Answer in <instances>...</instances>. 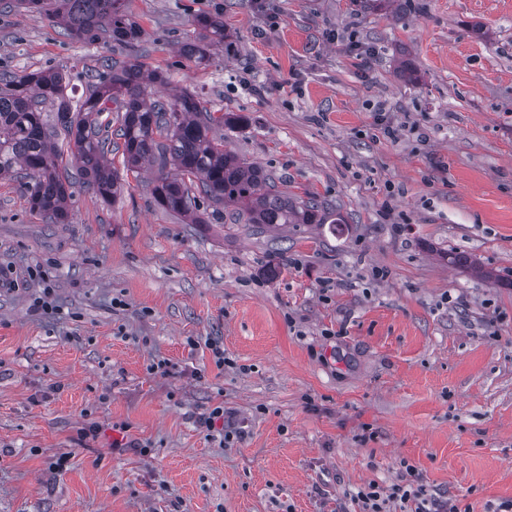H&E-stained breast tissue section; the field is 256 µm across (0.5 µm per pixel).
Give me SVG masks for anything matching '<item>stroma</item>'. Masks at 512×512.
<instances>
[{
  "label": "stroma",
  "mask_w": 512,
  "mask_h": 512,
  "mask_svg": "<svg viewBox=\"0 0 512 512\" xmlns=\"http://www.w3.org/2000/svg\"><path fill=\"white\" fill-rule=\"evenodd\" d=\"M275 4L127 0L130 47L0 0V72L61 67L78 98L140 62L327 205L263 229L203 198L193 224L144 167L112 203L75 182L53 224L0 178V512H359L409 467L459 512L512 503V0ZM202 17L226 39L199 65Z\"/></svg>",
  "instance_id": "stroma-1"
}]
</instances>
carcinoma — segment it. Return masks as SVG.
<instances>
[{
    "label": "carcinoma",
    "instance_id": "obj_1",
    "mask_svg": "<svg viewBox=\"0 0 512 512\" xmlns=\"http://www.w3.org/2000/svg\"><path fill=\"white\" fill-rule=\"evenodd\" d=\"M17 5L34 18L59 25L71 39L128 46L141 39L125 0H17ZM197 25L198 41L186 54L205 64L209 47L225 39L224 24L200 18ZM162 82V74L147 73L139 63L112 65L75 101L60 69L0 73V175L16 174L31 208L53 224L68 221L75 175L103 201H115L119 176L105 159L112 139L99 117L109 111L108 104L117 103L124 165L133 170L146 161L155 163L152 194L162 209L197 222V188L226 211L243 209L249 224L324 223L320 201L267 189L269 177L261 167L225 150L224 141L212 136L216 126L242 127V116L202 112L188 90L171 101L153 97L151 85ZM47 105L53 108L50 120L44 118Z\"/></svg>",
    "mask_w": 512,
    "mask_h": 512
}]
</instances>
